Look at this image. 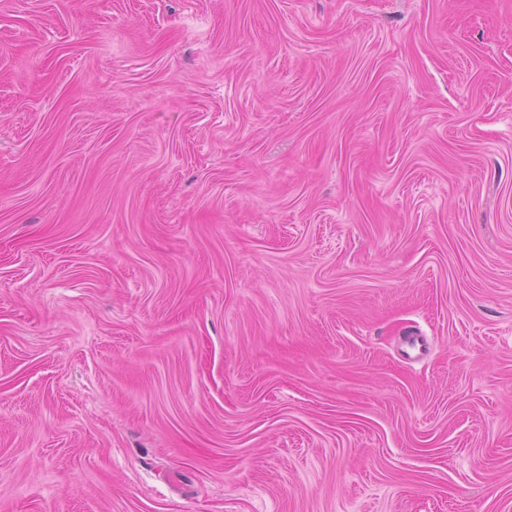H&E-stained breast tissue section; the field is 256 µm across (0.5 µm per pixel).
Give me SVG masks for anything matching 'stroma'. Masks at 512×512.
Returning a JSON list of instances; mask_svg holds the SVG:
<instances>
[{"instance_id":"stroma-1","label":"stroma","mask_w":512,"mask_h":512,"mask_svg":"<svg viewBox=\"0 0 512 512\" xmlns=\"http://www.w3.org/2000/svg\"><path fill=\"white\" fill-rule=\"evenodd\" d=\"M0 512H512V0H0Z\"/></svg>"}]
</instances>
